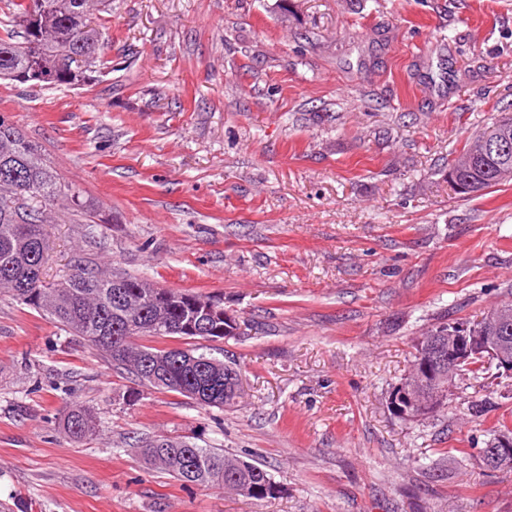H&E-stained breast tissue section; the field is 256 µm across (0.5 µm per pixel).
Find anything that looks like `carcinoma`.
<instances>
[{
  "mask_svg": "<svg viewBox=\"0 0 512 512\" xmlns=\"http://www.w3.org/2000/svg\"><path fill=\"white\" fill-rule=\"evenodd\" d=\"M6 0L0 34V81L29 86H84L93 74L112 69L106 57L108 28L102 19L83 29L84 18L112 11V0ZM472 141L448 165L453 188L464 194L512 180V151L495 157L474 156ZM83 212L81 191L64 182L47 163L41 148L0 115V294L7 293L67 329L109 357L132 381L177 393L205 407L222 409L240 398L237 370L195 348L189 340H217L235 335L224 319L219 299L170 288L127 273L77 266L59 279L46 281L49 242L43 225L57 207ZM203 323V331L188 328ZM146 337L168 338L157 348L140 343ZM495 366L476 358L463 369L479 379ZM62 425L74 439L96 432L91 411L73 404ZM142 461L162 474L201 487L220 485L224 492L253 500L272 499L280 488L262 467L235 455L201 448L183 439L156 437L138 448Z\"/></svg>",
  "mask_w": 512,
  "mask_h": 512,
  "instance_id": "cac0c4a2",
  "label": "carcinoma"
}]
</instances>
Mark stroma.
Here are the masks:
<instances>
[{
	"label": "stroma",
	"instance_id": "obj_1",
	"mask_svg": "<svg viewBox=\"0 0 512 512\" xmlns=\"http://www.w3.org/2000/svg\"><path fill=\"white\" fill-rule=\"evenodd\" d=\"M276 3L112 0L111 72L0 81V114L94 213L45 225L48 277L81 264L223 297L238 333L198 347L243 387L218 409L133 386L0 296V512H512V471L478 459L512 427V384L461 381L426 421L388 408L423 330L512 300V183L448 181L512 112V0ZM69 402L94 435L63 432ZM160 435L260 464L281 492L148 469L137 448Z\"/></svg>",
	"mask_w": 512,
	"mask_h": 512
}]
</instances>
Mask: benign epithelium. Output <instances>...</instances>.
I'll list each match as a JSON object with an SVG mask.
<instances>
[{
	"mask_svg": "<svg viewBox=\"0 0 512 512\" xmlns=\"http://www.w3.org/2000/svg\"><path fill=\"white\" fill-rule=\"evenodd\" d=\"M481 140L485 152L493 154L507 148L509 136L505 132L487 133ZM511 322L512 309L508 307H494L486 314V325L494 330ZM475 330L466 324L454 325L446 336L420 339L429 346L421 364V373L428 380L414 374L398 385L396 405L405 418L418 420L440 409L462 375L461 364L473 357H482L512 375V344L496 336H476Z\"/></svg>",
	"mask_w": 512,
	"mask_h": 512,
	"instance_id": "obj_1",
	"label": "benign epithelium"
}]
</instances>
